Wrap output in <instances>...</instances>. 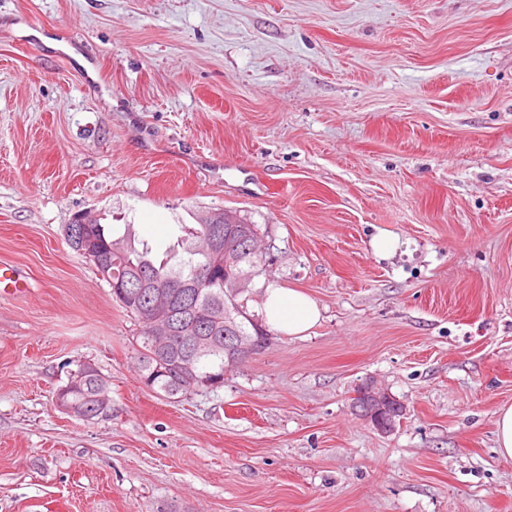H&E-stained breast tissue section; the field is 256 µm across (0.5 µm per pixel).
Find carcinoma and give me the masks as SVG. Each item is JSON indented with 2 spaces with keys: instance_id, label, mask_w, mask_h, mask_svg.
<instances>
[{
  "instance_id": "1",
  "label": "carcinoma",
  "mask_w": 512,
  "mask_h": 512,
  "mask_svg": "<svg viewBox=\"0 0 512 512\" xmlns=\"http://www.w3.org/2000/svg\"><path fill=\"white\" fill-rule=\"evenodd\" d=\"M249 224L235 212L224 211V252L228 254L224 275L250 274L254 277L264 272L265 256L244 252L242 239ZM189 238L183 244V255L174 260L155 262L150 251L137 250L131 243V236L112 238L100 224L91 226L88 242L81 247L74 241L69 245L96 266L98 273H107L112 282L125 280L138 269L145 268L161 282L182 283V288L164 289L168 310L176 327L185 334L194 329V318L187 310V304L208 311V329L228 344L235 336H248L259 347L266 346L268 333L261 323L254 322V315L247 311V296L233 292L227 286L212 284L205 280L206 272L214 265L216 257L204 245L207 228L199 225L188 231ZM113 299L131 316L139 326L136 344L138 362L144 384L159 389L166 395L183 394L192 390L215 389L214 382L224 376V353L193 360L179 356L164 357L154 349L153 339L141 320L136 302H130L117 294ZM110 392L109 383L101 370L83 373L74 382L69 398L85 404L93 398Z\"/></svg>"
}]
</instances>
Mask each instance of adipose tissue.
<instances>
[{
    "instance_id": "obj_1",
    "label": "adipose tissue",
    "mask_w": 512,
    "mask_h": 512,
    "mask_svg": "<svg viewBox=\"0 0 512 512\" xmlns=\"http://www.w3.org/2000/svg\"><path fill=\"white\" fill-rule=\"evenodd\" d=\"M261 314L269 327L291 336L306 334L320 319L317 303L292 288H268Z\"/></svg>"
}]
</instances>
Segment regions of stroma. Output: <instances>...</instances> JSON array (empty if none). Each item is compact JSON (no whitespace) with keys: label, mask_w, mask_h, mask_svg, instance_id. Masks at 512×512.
I'll list each match as a JSON object with an SVG mask.
<instances>
[{"label":"stroma","mask_w":512,"mask_h":512,"mask_svg":"<svg viewBox=\"0 0 512 512\" xmlns=\"http://www.w3.org/2000/svg\"><path fill=\"white\" fill-rule=\"evenodd\" d=\"M225 209L249 312L321 319L170 398L65 228L161 257ZM0 264V512H512V0H0ZM85 360L111 417L56 403ZM261 314L269 327L289 336L306 334L320 319L317 303L293 288H266ZM355 406L363 410L361 416L381 433H388L394 426L395 410L400 404L382 387L375 383H365L358 386L355 397ZM496 438L499 453L512 459V405L501 407L496 419Z\"/></svg>","instance_id":"obj_1"}]
</instances>
